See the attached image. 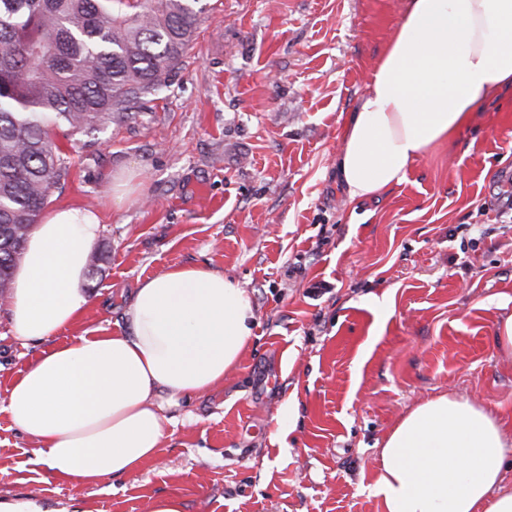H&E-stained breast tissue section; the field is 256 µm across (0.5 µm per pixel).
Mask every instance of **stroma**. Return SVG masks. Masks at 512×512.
Returning <instances> with one entry per match:
<instances>
[{
  "mask_svg": "<svg viewBox=\"0 0 512 512\" xmlns=\"http://www.w3.org/2000/svg\"><path fill=\"white\" fill-rule=\"evenodd\" d=\"M201 5L167 88L133 119L58 132L68 172L47 204L103 216L73 334L126 328L139 281L198 265L247 290L251 345L222 385L170 409L154 459L87 486L51 478L10 422L8 389L41 347L13 338L0 304V497L54 512H151L166 496L184 512H385L379 449L416 404L465 397L512 432V356L493 343L512 313V91L407 182L353 201L336 155L406 0ZM132 169L145 188L114 209Z\"/></svg>",
  "mask_w": 512,
  "mask_h": 512,
  "instance_id": "obj_1",
  "label": "stroma"
}]
</instances>
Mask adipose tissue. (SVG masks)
Segmentation results:
<instances>
[{"label":"adipose tissue","instance_id":"obj_1","mask_svg":"<svg viewBox=\"0 0 512 512\" xmlns=\"http://www.w3.org/2000/svg\"><path fill=\"white\" fill-rule=\"evenodd\" d=\"M512 89V0H408L348 119L336 169L349 198L408 180L485 101ZM101 219L45 210L15 268V340L43 349L19 371L5 410L49 476L96 484L139 469L167 435V409L223 384L254 336L255 311L224 273L175 266L140 281L126 329L66 336L89 305ZM512 435L481 405L442 394L403 416L380 450L386 512H512L503 471Z\"/></svg>","mask_w":512,"mask_h":512}]
</instances>
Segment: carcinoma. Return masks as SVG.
<instances>
[{
	"label": "carcinoma",
	"instance_id": "1",
	"mask_svg": "<svg viewBox=\"0 0 512 512\" xmlns=\"http://www.w3.org/2000/svg\"><path fill=\"white\" fill-rule=\"evenodd\" d=\"M199 0H0V297L50 190L57 130L89 135L156 96L190 46Z\"/></svg>",
	"mask_w": 512,
	"mask_h": 512
}]
</instances>
